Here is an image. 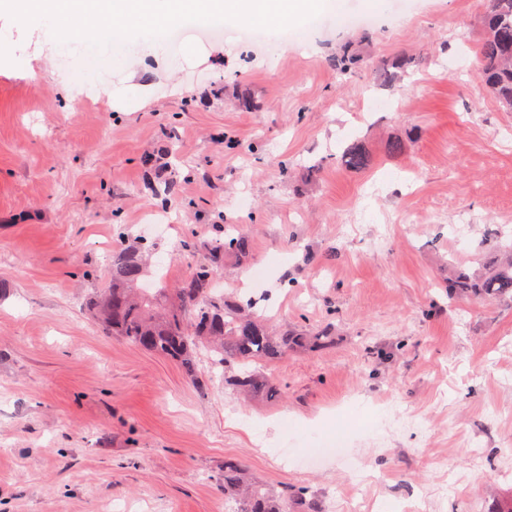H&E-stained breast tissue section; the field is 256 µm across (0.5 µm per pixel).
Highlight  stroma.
I'll return each instance as SVG.
<instances>
[{
	"label": "stroma",
	"mask_w": 512,
	"mask_h": 512,
	"mask_svg": "<svg viewBox=\"0 0 512 512\" xmlns=\"http://www.w3.org/2000/svg\"><path fill=\"white\" fill-rule=\"evenodd\" d=\"M480 19V0H344L274 42L189 26L158 57L59 51L29 70L30 27L0 17V512H224L228 457L336 512L512 504V303L442 288L512 231V112L476 77ZM344 46L351 76L328 63ZM402 54L419 66L379 86L376 60ZM356 141L363 173L338 162ZM170 143L169 195L144 161ZM216 224L251 246L225 256L224 293L266 296L275 327L335 328L333 348L267 367L271 399L219 377L200 395L85 308L112 248L155 241L138 285L171 288L182 243ZM338 434L345 456L304 460Z\"/></svg>",
	"instance_id": "stroma-1"
}]
</instances>
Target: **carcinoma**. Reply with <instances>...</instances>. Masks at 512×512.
<instances>
[{
    "label": "carcinoma",
    "mask_w": 512,
    "mask_h": 512,
    "mask_svg": "<svg viewBox=\"0 0 512 512\" xmlns=\"http://www.w3.org/2000/svg\"><path fill=\"white\" fill-rule=\"evenodd\" d=\"M483 36L475 54L485 86L512 110V0H485L482 15ZM413 60L380 62L379 77L386 85L399 79L397 70ZM345 169L361 172L372 159L359 142L351 144L340 157ZM250 244L240 232L230 233L220 225V235L207 243L208 256L195 262L176 289V300L162 303L165 289L151 295L135 296L133 288L144 273L143 256L154 250L146 242L136 249L117 248L107 258L109 282L93 303V314L107 336H119L134 346L178 363L190 382L205 394L214 375L198 371L196 354L210 353V369L232 364L240 370L231 385L249 396L261 397L271 388L260 365L294 351L316 352L333 343L331 327L310 333L269 329L264 315L248 307L212 294L221 263L226 255L246 256ZM450 296H467L483 301L512 300V245L486 264L476 275L460 272L448 281ZM305 500V493L282 487L268 488L252 482L234 458L224 460V501L231 512H295L294 505ZM307 501V500H305ZM307 512H321L318 500L307 501Z\"/></svg>",
    "instance_id": "cac0c4a2"
}]
</instances>
